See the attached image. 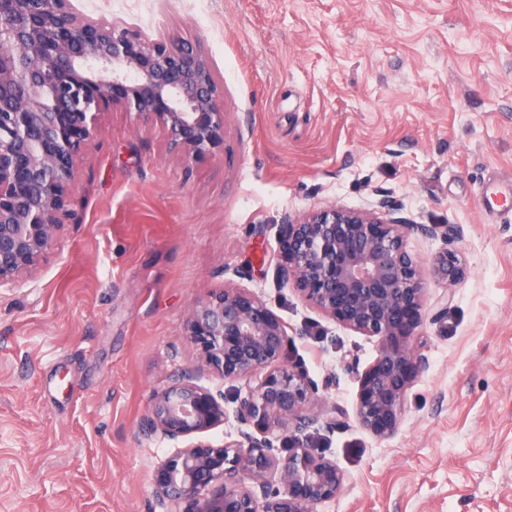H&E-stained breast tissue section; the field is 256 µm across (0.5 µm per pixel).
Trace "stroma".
Returning a JSON list of instances; mask_svg holds the SVG:
<instances>
[{"instance_id": "1", "label": "stroma", "mask_w": 512, "mask_h": 512, "mask_svg": "<svg viewBox=\"0 0 512 512\" xmlns=\"http://www.w3.org/2000/svg\"><path fill=\"white\" fill-rule=\"evenodd\" d=\"M143 36L197 44L224 145L187 162L166 130L104 104L69 214L20 286L0 288V512H154L174 443L143 435L153 391L197 369L193 304L237 285L283 323L345 475L320 512H512V0H71ZM387 205L427 279L425 366L395 431L355 420L376 338L280 283L285 225ZM448 304H441V296ZM429 274L438 281L453 285L459 279L461 269L457 265L453 253H448L446 250L434 258Z\"/></svg>"}]
</instances>
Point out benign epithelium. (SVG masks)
I'll return each mask as SVG.
<instances>
[{
  "label": "benign epithelium",
  "instance_id": "benign-epithelium-1",
  "mask_svg": "<svg viewBox=\"0 0 512 512\" xmlns=\"http://www.w3.org/2000/svg\"><path fill=\"white\" fill-rule=\"evenodd\" d=\"M106 101L161 124L187 161L224 145V104L196 45L86 18L69 0H0V288L15 286L51 249L81 147ZM286 232L285 279L326 316L377 338L355 418L376 437L392 434L423 364L399 317L408 308L417 323L426 275L450 285L461 275L446 251L425 269L404 239L446 240L448 226L330 205L288 221ZM187 333L212 376L243 385L238 424L288 436V453L243 430L220 446L179 448L160 467V504L173 512H318L336 498L344 474L304 441L330 411L311 381L281 361L288 336L266 304L225 288L191 309ZM224 419V403L189 374L151 395L145 431L175 440Z\"/></svg>",
  "mask_w": 512,
  "mask_h": 512
}]
</instances>
